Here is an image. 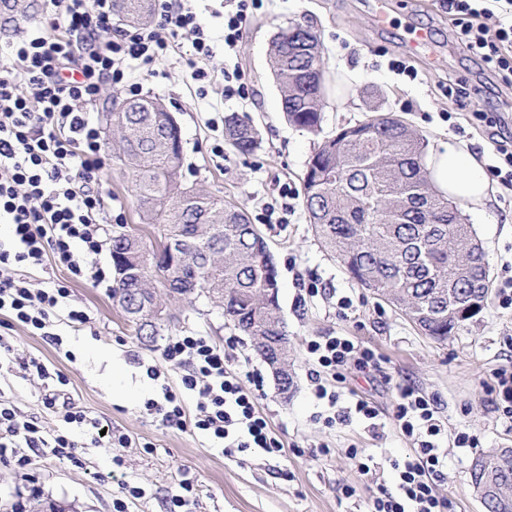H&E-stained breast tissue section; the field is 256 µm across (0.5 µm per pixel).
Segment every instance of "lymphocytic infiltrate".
Here are the masks:
<instances>
[{"instance_id": "1", "label": "lymphocytic infiltrate", "mask_w": 512, "mask_h": 512, "mask_svg": "<svg viewBox=\"0 0 512 512\" xmlns=\"http://www.w3.org/2000/svg\"><path fill=\"white\" fill-rule=\"evenodd\" d=\"M459 46L478 56L512 85V0H445ZM155 25L113 30L112 0H42L41 20L25 37L0 51V222L11 225L8 241H0V315L10 318L54 346L56 320L79 329L92 321L89 308L72 303V284L111 288L110 273L98 262L109 237L111 211L105 208L102 179L103 142L87 108L104 84H120L130 65L151 68L163 58L172 39L191 40L188 60L192 80L207 78L204 67L213 55L209 37L188 0H158ZM65 269L67 280L31 285L30 272L46 263ZM307 353L322 372L340 380L347 368L376 371L380 357L349 336H323L309 341ZM162 362L181 371V391L162 383L159 364L146 375L160 381L156 397L144 405L163 426L194 428L220 444L226 456L247 458L249 449L282 452L257 397L243 390L228 367L223 349L196 332L173 336L163 345ZM19 367L42 382L41 403L63 422L61 430H44L37 418L24 416L0 402V460L25 466L40 452L79 463L72 438L80 430L91 445L128 448L131 438L105 429L103 423L76 406L68 395V379L36 357L19 358L0 334V368ZM392 418L414 442L411 455L393 460L396 490L378 487L369 512H450L452 503L436 492L442 476L439 441L443 425L435 397L410 384L394 386ZM196 397L186 415L184 394ZM316 396L327 403L324 422L332 427L351 415L375 421L373 402L357 398L351 408L336 411L339 394L317 384Z\"/></svg>"}]
</instances>
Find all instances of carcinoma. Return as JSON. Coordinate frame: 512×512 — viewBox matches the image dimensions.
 <instances>
[{
    "instance_id": "carcinoma-1",
    "label": "carcinoma",
    "mask_w": 512,
    "mask_h": 512,
    "mask_svg": "<svg viewBox=\"0 0 512 512\" xmlns=\"http://www.w3.org/2000/svg\"><path fill=\"white\" fill-rule=\"evenodd\" d=\"M33 6L31 0H0V14ZM112 14L128 26L145 25L152 0H112ZM270 64L288 121L318 130L327 65L317 33L303 25L278 32ZM224 130L242 155L260 145L256 127L234 113ZM112 135L113 157L134 184L140 223L163 246L156 287L193 282L196 295L221 308L242 335L275 336L288 347L278 270L264 234L243 208L184 182L181 132L163 102L151 96L124 100L112 115ZM303 182L309 221L325 249L352 280L402 311L424 335L445 341L486 308L485 252L473 251L475 231L435 190L424 140L398 116L389 112L339 128L315 149ZM133 239L149 248L135 234L112 232V300L150 337L157 326L143 321L142 284L120 261L132 260ZM471 485L484 494L489 512H512V448L477 456Z\"/></svg>"
}]
</instances>
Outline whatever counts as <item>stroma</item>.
I'll use <instances>...</instances> for the list:
<instances>
[{
  "label": "stroma",
  "instance_id": "1",
  "mask_svg": "<svg viewBox=\"0 0 512 512\" xmlns=\"http://www.w3.org/2000/svg\"><path fill=\"white\" fill-rule=\"evenodd\" d=\"M377 2L264 0L228 52L226 0H195L194 9L214 47L205 82L190 78L186 61L191 44L181 36L154 75L134 68L125 84L103 86L89 109L94 123H102L112 97L128 98V84H140L143 94L162 100L181 127L185 182L244 207L266 236L279 273L294 389L286 396L279 393L249 338L229 326L206 298L187 302L163 297L171 318L155 336L145 338L125 320L110 291L74 284L73 301L91 310L92 322L79 331L57 326L62 349L18 325L11 327L9 338L18 356H34L62 370L71 399L128 434L133 445L117 451L96 447L76 430L72 437L82 447L81 465L35 455L20 472L0 462V512H47L53 504L72 512H113L112 502L123 498L126 484L145 491L143 498H125L126 512H165L166 497L187 477L194 480L191 512H366L377 483L396 485L390 460L413 450L390 417L394 393L383 382L387 376L437 398L448 434L441 442L444 467L437 491L451 501L453 512H481L469 483L470 465L479 453L512 447V421L494 411L488 392L496 370L512 362V311L499 308L492 295L486 309L448 341L438 343L423 335L399 310L358 286L324 250L309 223L303 176L324 136L380 113L400 116L424 138L427 150L463 141L472 154L488 151L491 144L483 122L473 121L460 131L448 121L455 106L444 89L448 81H465L478 90L480 109L497 115L512 134V107L502 105L512 98V87L479 58L458 48L442 0H385L382 20ZM296 21L319 33L330 76L345 87L343 97H328L318 132L287 121L269 64L273 35ZM419 31L428 33L427 47L416 46ZM394 60L411 65L417 78L393 71ZM236 69L248 85V99L227 91L224 75ZM202 87L207 90L203 96L198 93ZM234 112L251 119L259 130L261 146L253 155L237 154L224 137V119ZM104 180L126 230L141 232L129 179L113 158L105 160ZM460 212L482 244L491 283L512 276V194L497 190L484 212L467 206ZM343 297L353 302L346 312L337 305ZM189 331L209 336L223 348L231 369L242 374V387L256 391L259 410L284 445L280 455L256 450L242 464L213 447L199 431L167 428L145 414V401L156 395L145 364L158 361L169 337ZM321 336H352L382 356L371 378L348 373L349 393L339 401L340 407H347L356 394L374 402L381 411L377 426L354 417L328 428L319 420L324 404L315 396L312 374L317 365L308 360L306 347ZM40 392L39 380L21 370L0 371L1 400L39 416L46 430L61 429L56 415L43 412ZM463 427L479 436V448L455 446L452 436ZM353 446L373 456L375 472H357L346 453ZM117 455L122 465L114 464ZM347 485L355 488L354 497L344 496Z\"/></svg>",
  "mask_w": 512,
  "mask_h": 512
}]
</instances>
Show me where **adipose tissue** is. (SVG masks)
Returning a JSON list of instances; mask_svg holds the SVG:
<instances>
[{"label":"adipose tissue","instance_id":"1","mask_svg":"<svg viewBox=\"0 0 512 512\" xmlns=\"http://www.w3.org/2000/svg\"><path fill=\"white\" fill-rule=\"evenodd\" d=\"M428 169L435 189L449 200L484 207L491 185L483 167L465 146L447 143L432 152Z\"/></svg>","mask_w":512,"mask_h":512}]
</instances>
